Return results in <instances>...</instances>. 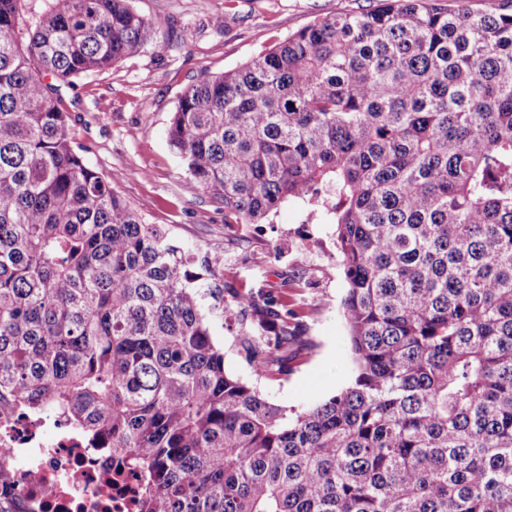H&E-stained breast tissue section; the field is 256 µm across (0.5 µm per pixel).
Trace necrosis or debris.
Returning a JSON list of instances; mask_svg holds the SVG:
<instances>
[{
    "label": "necrosis or debris",
    "mask_w": 512,
    "mask_h": 512,
    "mask_svg": "<svg viewBox=\"0 0 512 512\" xmlns=\"http://www.w3.org/2000/svg\"><path fill=\"white\" fill-rule=\"evenodd\" d=\"M0 464L12 471L11 496L31 512H138L140 470L90 447L61 419L0 426Z\"/></svg>",
    "instance_id": "obj_1"
}]
</instances>
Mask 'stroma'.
Listing matches in <instances>:
<instances>
[{
  "label": "stroma",
  "mask_w": 512,
  "mask_h": 512,
  "mask_svg": "<svg viewBox=\"0 0 512 512\" xmlns=\"http://www.w3.org/2000/svg\"><path fill=\"white\" fill-rule=\"evenodd\" d=\"M151 19L153 48L111 68L76 79L63 88L64 107L76 118L74 141L85 148L87 164L149 223L166 225L173 241L196 259L222 255L214 280L223 295L207 291L205 309L212 339L224 350L226 373L256 384L271 403L295 409L319 404L353 378L348 332L341 314L347 283L339 265L333 229L306 224L303 206L290 202L257 229H229L224 212L188 174L170 145L168 127L179 97L200 76L232 70L283 41L316 18L376 0H131ZM224 19L223 30L210 20ZM302 279L291 296L308 344L282 380L256 379L242 344L244 309L233 294L266 292L282 278Z\"/></svg>",
  "instance_id": "obj_1"
}]
</instances>
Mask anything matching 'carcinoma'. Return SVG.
Listing matches in <instances>:
<instances>
[{
  "label": "carcinoma",
  "mask_w": 512,
  "mask_h": 512,
  "mask_svg": "<svg viewBox=\"0 0 512 512\" xmlns=\"http://www.w3.org/2000/svg\"><path fill=\"white\" fill-rule=\"evenodd\" d=\"M0 0V422L66 416L146 473L140 512H512V9L378 0L180 96L169 139L261 224L328 209L352 383L305 410L228 375L202 267L88 167L60 90L164 41L131 0ZM237 293L253 371L305 341Z\"/></svg>",
  "instance_id": "cac0c4a2"
}]
</instances>
